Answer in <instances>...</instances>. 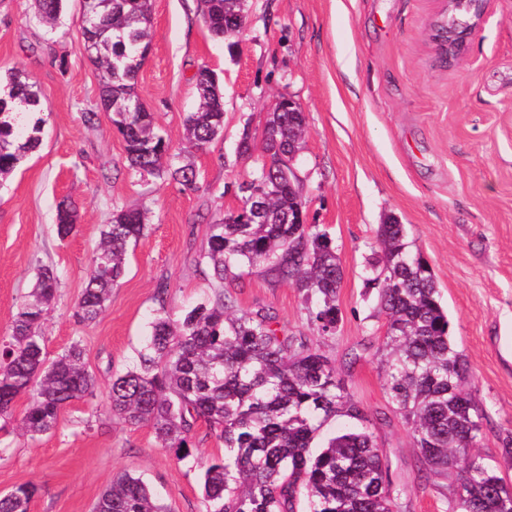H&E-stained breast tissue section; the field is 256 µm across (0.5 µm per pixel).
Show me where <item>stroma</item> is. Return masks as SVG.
Listing matches in <instances>:
<instances>
[{
    "label": "stroma",
    "instance_id": "stroma-1",
    "mask_svg": "<svg viewBox=\"0 0 512 512\" xmlns=\"http://www.w3.org/2000/svg\"><path fill=\"white\" fill-rule=\"evenodd\" d=\"M152 3L156 35L136 92L174 150V165L194 163L192 190L128 172L79 30L81 0H67L52 30L39 22L34 0H0V75L25 70L42 92L43 120L40 146L0 179V335L40 267H51L59 281L42 324L47 356L81 338L95 379L93 395L69 405L51 433H23L24 396L15 416L0 419V494L32 484L29 512H91L113 476L128 471L169 512H206L201 464L223 455V442L197 423L191 458L177 460L150 428L113 420L108 389L132 365L158 307L176 318L210 294L200 266L209 226L241 206L238 185L255 166L237 144L243 131L260 136L282 95L306 115L293 166L307 223L330 234L341 259V321L335 335L319 336L303 294L262 266L229 283L238 308L270 309L288 335L334 359L375 422L402 490L398 512H455L447 479L418 477L417 451L379 373L385 316L367 279L378 257L376 229L396 217L432 270L453 342L470 366L469 387L485 416L479 452L512 484V457L502 449L512 434V0H489L468 53L450 67L430 39L438 0H247L246 25L226 40L207 31L202 0ZM60 55L63 71L54 63ZM203 64L224 86V132L186 154L193 74ZM65 201L77 208V231L62 240L54 224ZM121 208L140 210L146 229L130 245L105 311L79 323L75 305L91 253Z\"/></svg>",
    "mask_w": 512,
    "mask_h": 512
}]
</instances>
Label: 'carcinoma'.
I'll return each instance as SVG.
<instances>
[{"instance_id":"obj_1","label":"carcinoma","mask_w":512,"mask_h":512,"mask_svg":"<svg viewBox=\"0 0 512 512\" xmlns=\"http://www.w3.org/2000/svg\"><path fill=\"white\" fill-rule=\"evenodd\" d=\"M209 33L223 38L244 24V0H203ZM64 0H37L40 22L54 24ZM91 30L86 45L98 69L102 101L122 136L129 167L141 175L168 176L187 187L197 180L191 163H169L171 146L154 128V117L135 93L152 26V0H91L83 21ZM448 24H472L466 2L448 14ZM194 76L198 107L186 120L187 144L200 150L224 128V91ZM40 91L21 70H12L0 93V178L10 174L40 144L41 128L23 132L13 115L40 107ZM306 117L297 103L278 98L267 113L261 153L247 185L268 187L261 220L251 219V194L242 205L209 226L203 255L214 293L178 318L159 301L145 346L132 368L112 378L108 392L112 419L148 427L177 459L191 455L195 424L202 421L224 442V457L203 465L207 512H394L398 491L373 423L336 376L334 362L319 348L278 328L265 308L238 309L224 293L226 281L243 267L266 266L277 280L291 282L306 299L308 320L321 336L340 322L337 296L343 271L336 246L317 224H290L288 213L306 200L288 176L287 155L300 149ZM143 214L112 213L91 258V271L76 305L90 324L105 310L125 269L126 248L143 234ZM381 258L368 283L378 290L386 316L380 369L387 392L418 449V476L455 475L459 512H512V487L477 451L482 415L468 391L469 367L449 334L432 271L407 240L405 225L392 219L377 231ZM58 278L44 267L38 286L17 312L11 334L0 337V417L13 415L19 397L30 402L22 430L37 437L57 426L71 403L93 395L95 382L75 339L50 360L40 326L55 299ZM331 416L362 422L330 438L314 453L315 440ZM33 486H19L0 500V512H29ZM94 512H167L145 482L129 472L113 478Z\"/></svg>"}]
</instances>
